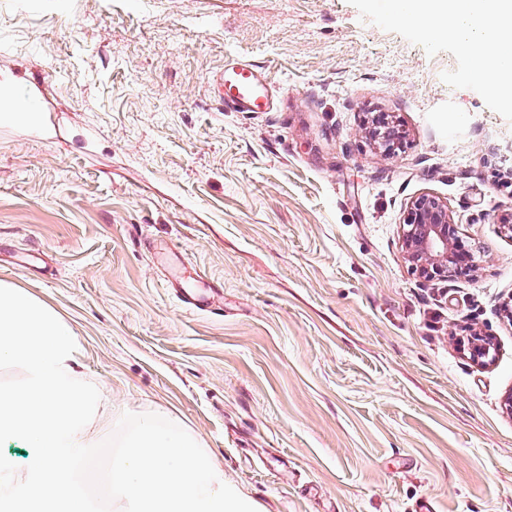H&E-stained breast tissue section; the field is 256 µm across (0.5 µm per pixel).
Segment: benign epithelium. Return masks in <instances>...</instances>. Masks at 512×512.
Wrapping results in <instances>:
<instances>
[{
    "label": "benign epithelium",
    "mask_w": 512,
    "mask_h": 512,
    "mask_svg": "<svg viewBox=\"0 0 512 512\" xmlns=\"http://www.w3.org/2000/svg\"><path fill=\"white\" fill-rule=\"evenodd\" d=\"M377 148L394 154L400 147L399 131L389 122L380 120L366 128ZM401 249L412 273L427 281L446 280L450 277L472 276L477 264L465 250L452 224L448 205L431 193L414 198L403 220ZM495 344L480 333L470 336V358L483 365L493 360Z\"/></svg>",
    "instance_id": "1"
}]
</instances>
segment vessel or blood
<instances>
[{
	"label": "vessel or blood",
	"instance_id": "1",
	"mask_svg": "<svg viewBox=\"0 0 512 512\" xmlns=\"http://www.w3.org/2000/svg\"><path fill=\"white\" fill-rule=\"evenodd\" d=\"M226 107L237 112H267L273 105L271 83L267 74L244 60L225 63L214 77ZM182 304L190 309L220 312L224 309L222 296L217 290L203 293L181 291Z\"/></svg>",
	"mask_w": 512,
	"mask_h": 512
}]
</instances>
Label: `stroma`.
<instances>
[{"label":"stroma","mask_w":512,"mask_h":512,"mask_svg":"<svg viewBox=\"0 0 512 512\" xmlns=\"http://www.w3.org/2000/svg\"><path fill=\"white\" fill-rule=\"evenodd\" d=\"M391 9L0 0V79L37 112L0 122V282L69 322L101 413L179 424L258 512H512V107ZM229 57L271 111L225 110ZM379 115L396 155L363 132ZM423 193L473 278L410 272ZM176 288H178L177 291L180 294L179 299L185 307L189 309L205 310L217 315L224 312V302L221 301L222 296L220 291L210 288L209 291L199 293L189 292L179 286ZM495 344L492 339L476 331L470 335L468 351L470 358L483 365L490 364L493 360Z\"/></svg>","instance_id":"obj_1"}]
</instances>
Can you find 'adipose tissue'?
Masks as SVG:
<instances>
[{
	"instance_id": "ef3b65f1",
	"label": "adipose tissue",
	"mask_w": 512,
	"mask_h": 512,
	"mask_svg": "<svg viewBox=\"0 0 512 512\" xmlns=\"http://www.w3.org/2000/svg\"><path fill=\"white\" fill-rule=\"evenodd\" d=\"M412 22L432 38L445 37L469 61L468 77L512 102V0H405Z\"/></svg>"
}]
</instances>
